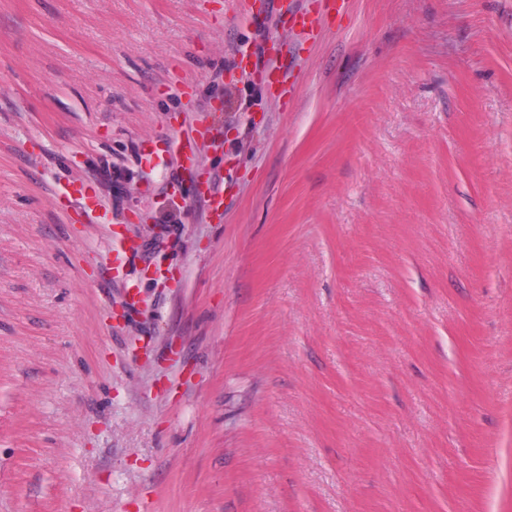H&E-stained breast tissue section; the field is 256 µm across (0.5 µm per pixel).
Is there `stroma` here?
Returning a JSON list of instances; mask_svg holds the SVG:
<instances>
[{
    "label": "stroma",
    "mask_w": 512,
    "mask_h": 512,
    "mask_svg": "<svg viewBox=\"0 0 512 512\" xmlns=\"http://www.w3.org/2000/svg\"><path fill=\"white\" fill-rule=\"evenodd\" d=\"M295 3L0 0V512H512V0ZM294 16L295 26L299 29L296 31L297 36L304 41L315 37L319 24V17L313 16L307 5L296 7ZM266 57V62L263 65L261 73L264 74L267 79L274 80L281 86L287 84V82H289V68L288 64H286L288 53L283 51L281 45L273 42L267 49Z\"/></svg>",
    "instance_id": "35a3bbf8"
}]
</instances>
